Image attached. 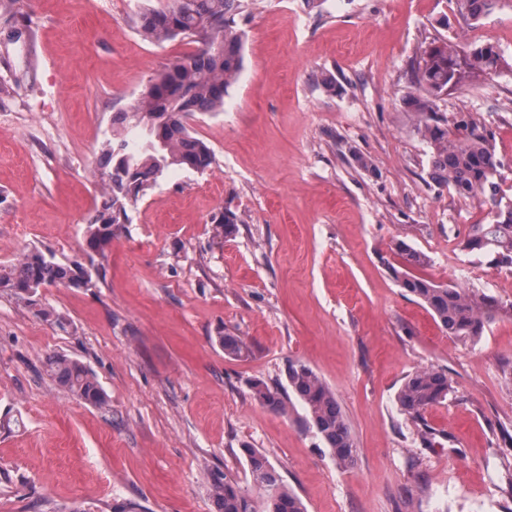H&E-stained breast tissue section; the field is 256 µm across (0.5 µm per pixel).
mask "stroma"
Returning <instances> with one entry per match:
<instances>
[{
  "label": "stroma",
  "instance_id": "1",
  "mask_svg": "<svg viewBox=\"0 0 512 512\" xmlns=\"http://www.w3.org/2000/svg\"><path fill=\"white\" fill-rule=\"evenodd\" d=\"M161 2L0 0V260L80 253L116 113L185 47L138 34ZM243 4L238 80L189 122L214 164L128 204L96 287L43 289L72 329L0 293V512H216L210 471L259 495L246 447L307 512H512V318L459 342L388 271L401 240L429 258L415 275L512 302V267L458 247L487 206L432 180L405 103L432 44H495L508 68L436 104L494 132L511 196L512 0L476 24L456 0ZM221 210L241 218L231 232L211 222ZM227 332L248 356L224 352ZM54 354L84 363L108 407L61 391ZM296 360L335 393L352 465L305 429L302 402L254 399L256 381L287 390ZM419 369L451 390L414 422L397 393Z\"/></svg>",
  "mask_w": 512,
  "mask_h": 512
}]
</instances>
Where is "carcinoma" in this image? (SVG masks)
Masks as SVG:
<instances>
[{
	"mask_svg": "<svg viewBox=\"0 0 512 512\" xmlns=\"http://www.w3.org/2000/svg\"><path fill=\"white\" fill-rule=\"evenodd\" d=\"M461 15L477 22L489 11L493 0H458ZM242 0H167L160 7H145L137 18V31L150 41H186L195 50L179 59L149 84L142 97L119 113L116 129L102 148L104 184L101 209L85 227L83 255L86 261L62 259L46 247L35 248L16 260L0 261V291L9 292L32 307L33 296L48 286L95 288L101 268L95 258L105 256L118 237L127 204L146 190L172 166L204 171L215 162L213 150L192 136L188 120L198 113L218 112L224 96L243 64L244 33L236 16ZM507 66L497 46L485 43L467 51L446 42L424 52L423 65L414 76L418 95L410 98L414 128L429 145L439 183L456 194L489 206L488 224H473L459 247L477 252L490 262L512 266V197L500 190L501 163L490 129L476 121H462L457 131L436 111L435 100L448 92V84L463 90L465 79L476 72L495 74ZM137 129L142 144L132 151L124 132ZM400 265H388L399 287L431 311L435 321L460 341H475L496 317L512 316V303L493 295L438 284L412 273L428 263V257L404 242L396 245ZM34 314L65 330L71 326L63 315L46 307ZM224 351L235 356L248 353L247 344L226 332L219 337ZM46 372L57 385L77 399L97 407L107 405L105 391L82 363L65 355L45 361ZM288 386L303 403L308 428L321 437L341 466L354 461L356 445L334 392L309 366L292 361ZM450 383L444 372L421 369L408 375L397 401L413 421L422 420L427 408L448 395ZM253 397L272 411L285 410L283 394L262 383L252 386ZM250 475L263 498L265 512H306L301 499L282 483L266 457L253 448L244 449ZM218 512H257L255 502L226 473L210 472Z\"/></svg>",
	"mask_w": 512,
	"mask_h": 512,
	"instance_id": "carcinoma-1",
	"label": "carcinoma"
}]
</instances>
